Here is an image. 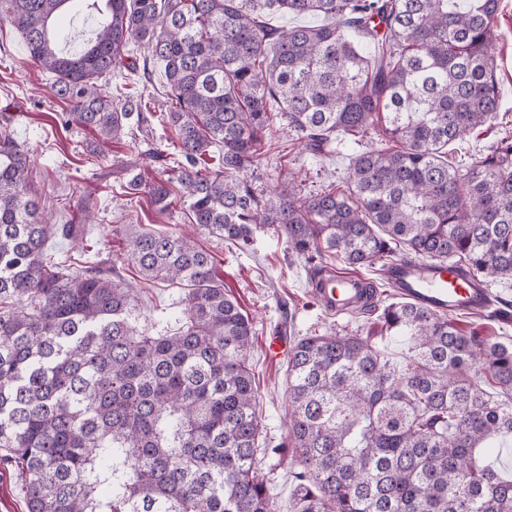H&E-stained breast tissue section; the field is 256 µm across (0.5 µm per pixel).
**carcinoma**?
<instances>
[{
	"label": "carcinoma",
	"instance_id": "obj_1",
	"mask_svg": "<svg viewBox=\"0 0 512 512\" xmlns=\"http://www.w3.org/2000/svg\"><path fill=\"white\" fill-rule=\"evenodd\" d=\"M71 0H0L30 60L74 103L65 124L120 141L142 98L101 82L164 69L173 177L127 188L200 233L252 249L268 227L311 263L449 261L485 282L512 279V136L461 166L448 145L500 108L490 27L500 0H79L90 38L59 47ZM269 12L325 23L274 28ZM377 45L369 58L354 43ZM281 120L306 150L362 147L343 185L265 198L251 172ZM381 126L395 147L365 142ZM218 149V167L208 163ZM31 160L0 127V464L26 512H512V477L488 462L512 441V345L461 332L444 314L374 282L356 313L379 312L407 344L299 337L288 355V433L300 465L288 509L260 466L252 323L214 257L181 230L122 231L145 280L180 287L176 328L142 327L133 290L96 260L66 271L47 242L76 238L33 195Z\"/></svg>",
	"mask_w": 512,
	"mask_h": 512
}]
</instances>
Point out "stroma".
I'll use <instances>...</instances> for the list:
<instances>
[{
    "instance_id": "1",
    "label": "stroma",
    "mask_w": 512,
    "mask_h": 512,
    "mask_svg": "<svg viewBox=\"0 0 512 512\" xmlns=\"http://www.w3.org/2000/svg\"><path fill=\"white\" fill-rule=\"evenodd\" d=\"M491 44L498 64L500 110L497 119L452 144L456 159L466 163L512 134V0H501ZM52 83L51 74L31 64L21 35L10 24L0 25V122H8L29 152L32 187L45 215L56 224H82L80 206L85 199H93L99 208L98 220L83 224L84 238L98 244L106 258L119 254L122 248L120 225L142 224L158 232L172 229V219L159 212L149 198L129 194L123 166L126 159L136 157L145 175L152 177L160 170L155 154L166 148L172 136L160 119L169 106L163 72H156L152 83L141 92L147 104L145 122L118 143L98 141L88 128L61 127L59 119L70 106L55 96ZM268 139L277 149L260 157L253 174L256 185L268 191L282 187L292 175L301 181L305 193H315L330 182L342 180L358 150L356 144L341 141L331 143L322 153H310L282 121L274 125ZM94 141L99 148L97 155L91 156L86 147ZM197 242L212 253L225 291L253 323L251 363L263 441L275 445L288 438L286 361L266 356L268 337L282 335L292 341L333 330L347 336L372 337L394 355L405 353L402 339L387 335L377 315L326 314L311 296L308 264L289 253L284 238L273 230L259 232L252 250L246 252L207 234L198 235ZM120 274L138 290L146 328H153L160 315L178 313L180 293L175 285L143 280L128 263Z\"/></svg>"
}]
</instances>
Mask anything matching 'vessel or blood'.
<instances>
[{
	"label": "vessel or blood",
	"instance_id": "b4317fda",
	"mask_svg": "<svg viewBox=\"0 0 512 512\" xmlns=\"http://www.w3.org/2000/svg\"><path fill=\"white\" fill-rule=\"evenodd\" d=\"M387 277L401 297L451 316L482 309L489 296L485 283L461 275L447 263L398 261ZM362 293L361 279L349 274L338 275L334 287L314 291L322 307L332 312L352 306Z\"/></svg>",
	"mask_w": 512,
	"mask_h": 512
}]
</instances>
